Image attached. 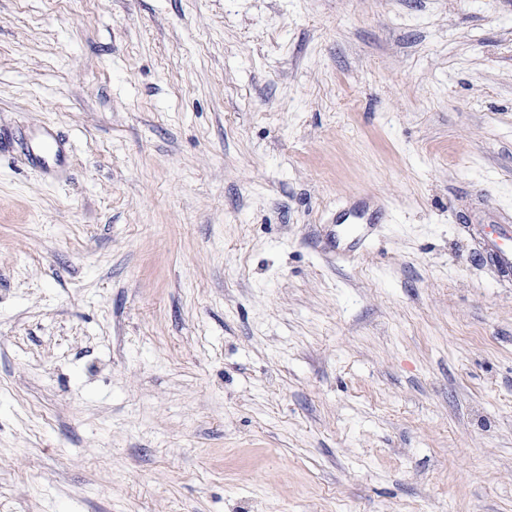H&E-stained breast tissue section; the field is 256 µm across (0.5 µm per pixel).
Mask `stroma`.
I'll list each match as a JSON object with an SVG mask.
<instances>
[{
	"instance_id": "35a3bbf8",
	"label": "stroma",
	"mask_w": 512,
	"mask_h": 512,
	"mask_svg": "<svg viewBox=\"0 0 512 512\" xmlns=\"http://www.w3.org/2000/svg\"><path fill=\"white\" fill-rule=\"evenodd\" d=\"M0 512H512V0H0ZM379 210L336 254V214ZM24 143V158L32 166L46 172H54L66 167L70 161L71 149L52 126L32 129ZM350 216L361 220V222L355 231L342 241L336 234V251L343 256H350L360 251L368 243L373 228V224H369L373 219V212H370L369 206L363 205L355 208L345 214L341 222H344ZM479 241L488 242V252L503 283H512V226L509 224H472ZM510 241V244L508 243Z\"/></svg>"
}]
</instances>
